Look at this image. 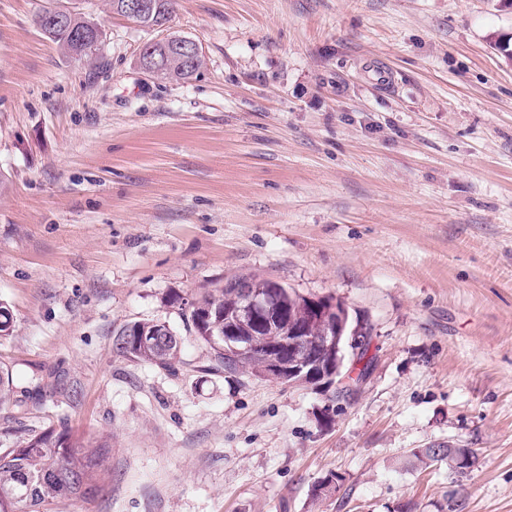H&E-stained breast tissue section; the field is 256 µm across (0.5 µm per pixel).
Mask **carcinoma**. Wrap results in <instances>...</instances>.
Here are the masks:
<instances>
[{
	"label": "carcinoma",
	"instance_id": "cac0c4a2",
	"mask_svg": "<svg viewBox=\"0 0 512 512\" xmlns=\"http://www.w3.org/2000/svg\"><path fill=\"white\" fill-rule=\"evenodd\" d=\"M150 21L127 13L125 0H108L110 11L149 28L158 29L170 21L173 0H150ZM62 14L67 27L45 25L44 17ZM41 33L73 58L82 47L80 38L93 36L97 25L85 13L60 0H48L36 16ZM203 62L189 67L175 53L167 57L159 78L188 80ZM276 282L268 278L242 276L227 279L224 285L206 289L197 296H175L180 303L185 331L209 349L212 361L224 371L235 374L249 370L261 375L271 356L288 358L278 347L279 341L290 336L317 338L330 336L338 327L339 318L323 311V306L288 287L276 294L279 316L269 322L262 317L241 314L244 292L251 289H272ZM244 336L251 343V355L243 359L224 356V331ZM182 341L172 328L159 329L150 320L123 325L116 333L113 346L122 356L158 366H168L178 357ZM468 448H416L413 457L426 465L433 461L457 457L460 467H466ZM110 456L109 446L68 429L48 428L17 442L11 450L0 453V512H58L72 499L91 503L101 491L98 476Z\"/></svg>",
	"mask_w": 512,
	"mask_h": 512
}]
</instances>
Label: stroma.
<instances>
[{"label": "stroma", "instance_id": "35a3bbf8", "mask_svg": "<svg viewBox=\"0 0 512 512\" xmlns=\"http://www.w3.org/2000/svg\"><path fill=\"white\" fill-rule=\"evenodd\" d=\"M0 0V452L108 443L64 512H512V38L502 0H175L190 80L153 30L76 0L103 64ZM238 276L341 300L371 328L353 395L225 373L195 337L160 367L124 324ZM473 448L463 475L413 449ZM333 490L313 498L328 475ZM203 61L198 62L195 67H189L182 59L172 52L167 57L164 68L159 73L158 77L166 80H188L193 77L202 67Z\"/></svg>", "mask_w": 512, "mask_h": 512}]
</instances>
